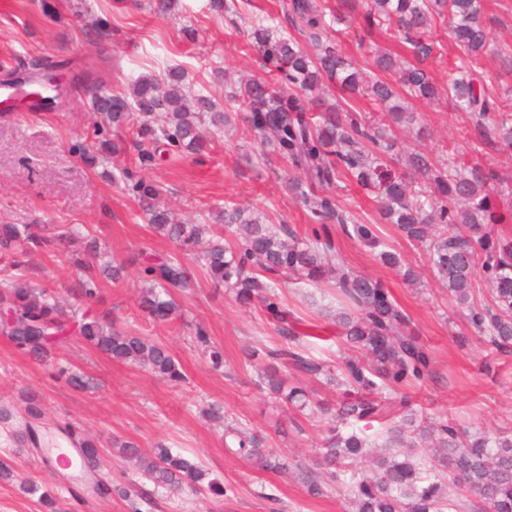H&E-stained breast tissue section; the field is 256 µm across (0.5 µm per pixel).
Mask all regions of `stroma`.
<instances>
[{
  "label": "stroma",
  "mask_w": 512,
  "mask_h": 512,
  "mask_svg": "<svg viewBox=\"0 0 512 512\" xmlns=\"http://www.w3.org/2000/svg\"><path fill=\"white\" fill-rule=\"evenodd\" d=\"M290 0H239V18L214 11L210 0H177L165 16L150 0H0V77L5 72H35L46 63L67 64L70 75L104 59L110 71L104 86L129 93L142 77L163 78L169 66H180L194 90L214 99L219 110L233 113L232 126L214 130L201 153L163 155L146 168L138 157L143 144L138 120L123 128L104 124V136L117 141L116 156L88 165L71 147L93 141L95 118L82 90L66 92L54 112H0V221L12 224H72L96 230L102 243L96 266L122 262L127 274L104 282L89 315L110 313L115 327L154 336L179 362L184 380L174 384L149 371L113 361L85 343L77 331L50 357L22 353L0 334V459H12L20 479L38 484L55 497L63 512H350L349 495L332 488L311 495L293 474L260 470L227 450L224 428L202 417L218 406L239 426L255 433L263 447L289 466H312L333 425L330 417L280 407L257 385L265 363L259 353L280 344L277 323L261 306L240 307L225 289L216 287L199 267H192L193 288L178 296L181 317L175 323H151L139 306L144 284L140 270L151 259L174 253L167 239L148 226L142 204L123 189V170L138 172L164 189L162 204L179 219L195 224L219 223L225 207H250L273 224L311 230V219L292 197L282 163L258 165L260 146L244 120L247 106L239 82L272 80L249 36L257 18L287 24ZM196 31L187 38L185 28ZM342 45L370 69L372 47L395 52L402 45L382 29L367 30L361 14L339 24ZM410 142L427 153L455 146L466 150L476 137L467 114L448 104L416 103ZM337 199L346 209L380 227L388 245L419 276L410 284L382 264L376 252L350 239L339 225L331 233L346 265L381 281L410 319V330L431 351L433 370L405 395L414 412L441 415L469 431L512 435V350L503 351L471 336L464 313L434 279L422 249L406 242L391 224L381 223L373 191L352 181L340 182ZM71 247L50 253L35 250L26 271L30 285L45 286L62 304L80 307L74 293L79 270ZM306 282L286 279L279 290L288 321L308 336L312 354L338 371L346 356L334 321L320 306L332 305ZM203 323L224 355L221 369L190 343L195 323ZM83 375L85 389L72 388L66 376ZM36 400L42 409L44 441H65V428L97 442L99 476L131 485L132 499L102 497L83 490L81 476L58 464L43 463L36 449L16 439L25 424V406ZM133 440L141 448L162 442L201 464L209 477L230 492L224 497L154 488L119 455L118 442Z\"/></svg>",
  "instance_id": "stroma-1"
}]
</instances>
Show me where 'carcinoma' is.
I'll list each match as a JSON object with an SVG mask.
<instances>
[{"mask_svg":"<svg viewBox=\"0 0 512 512\" xmlns=\"http://www.w3.org/2000/svg\"><path fill=\"white\" fill-rule=\"evenodd\" d=\"M362 6L366 28H382L404 44L407 61L397 54L375 55L377 71L394 73L392 84L378 75L364 76L342 45L332 38L333 23L343 21ZM485 0H336V8L320 6L317 0H291L289 21L298 31L295 38L280 25L260 20L254 26L255 48L279 72L276 84L254 81L240 88L249 113L246 122L264 145L299 173L288 189L307 207L317 227L312 237L300 239L287 225L265 224L239 208L224 209V230L235 247H224L223 234L208 224H178L169 213L150 202L163 189L142 178L125 174V189L147 205L150 229L171 241L180 255L153 262L143 269L149 283L140 307L154 324H167L179 317L176 295L193 287L182 255L193 253L194 262L210 281L231 292L242 306L261 303L281 316L273 276L292 275L317 284L334 280L345 307L334 315L344 341L359 357L344 362L336 385L347 386L346 399L337 418L347 423L333 428L325 439L319 474L301 472L310 493L323 494L334 485L348 490L354 512H512V435L468 432L448 418L430 422L408 411L381 432L369 436L357 424L376 418L380 403L373 396L424 380L431 373L432 358L426 346L411 336L408 317L378 280L362 276L338 257L326 225L338 224L362 245L380 250V259L391 266L399 261L385 250L375 224L363 222L341 209L335 198L310 189L332 187L341 178L377 191L380 214L401 236L421 247L439 281L454 301L464 306L470 330L496 347L512 345V242L494 236L492 226L505 224L508 214L498 210L495 194L504 182L499 171L466 159L480 155L482 146L493 144L512 154V98L490 93L479 74L480 60L489 51L484 23ZM448 23L457 47L452 61L453 77L446 98L452 107L471 118L478 138L468 152L453 148L431 156L408 146L398 148L393 128L354 110L346 95H358L376 104L402 125L407 120L405 99L435 100L439 97L426 63L439 53L430 38L436 20ZM325 84H334L345 98L330 106L309 94ZM319 115L305 117V105ZM95 112H108L113 126H124L133 114L140 116L139 134L147 141L141 165L155 161L156 152L201 151L205 141L198 123L208 114L228 126V114L201 94L191 93L184 72L167 69L166 81L158 84L139 79L131 98L95 93ZM407 158L409 173L395 171L398 154ZM34 224H0V254L12 258L15 273L0 279V308L9 319L0 332L15 345L36 357L63 343L59 335L70 327L77 311L68 310L34 286L15 282L26 269L35 248L61 245L70 239L68 228L49 239L35 231ZM76 282L78 297L87 305L99 298L100 283L94 265H82ZM489 291L490 303H477L475 285ZM84 341L114 361L129 363L170 381L184 375L168 347L152 336H142L113 327L112 319L82 315L78 323ZM285 342L264 353L269 367L258 374V386L284 405L302 412L310 408L307 390L285 388L279 367H292L306 377L320 380L331 375L322 361L299 346L298 336L288 326L280 328ZM195 348L209 356L214 367L223 364L219 349L205 326L199 324L193 337ZM209 418L224 425V444L261 470H288L287 463L259 447L260 441L235 426L219 408ZM85 461L93 470L99 465L95 441H78ZM367 448L385 453L363 472L354 462ZM119 452L138 462L142 477L157 488L184 487L217 497L230 492L196 463L163 443L145 453L140 445L126 441Z\"/></svg>","mask_w":512,"mask_h":512,"instance_id":"obj_1","label":"carcinoma"}]
</instances>
